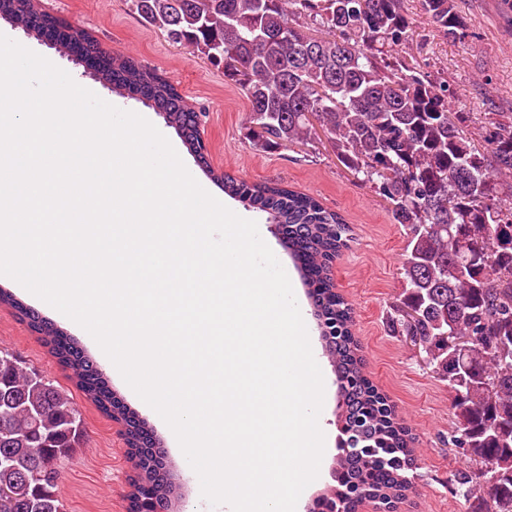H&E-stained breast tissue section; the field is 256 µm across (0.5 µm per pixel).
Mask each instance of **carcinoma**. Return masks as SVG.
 <instances>
[{"instance_id": "obj_1", "label": "carcinoma", "mask_w": 512, "mask_h": 512, "mask_svg": "<svg viewBox=\"0 0 512 512\" xmlns=\"http://www.w3.org/2000/svg\"><path fill=\"white\" fill-rule=\"evenodd\" d=\"M134 12L169 42L206 57L238 83L250 104L253 145L306 144L321 130L337 159L369 183L406 230L400 330L419 344L455 392L452 442L497 475L489 494L512 512V122L486 112L478 136L456 111L458 93L393 54L409 42L414 19L405 0H131ZM436 32L468 36L454 0H419ZM304 17L322 35L296 23ZM0 19L38 39L54 33L64 54L101 57L94 76L113 92L165 114L187 148L199 153L196 112L155 71L131 58L103 57L98 42L60 25L40 0H0ZM224 194L267 214L299 265L325 354L336 375L337 422L363 456L336 455L345 490L319 512H358L373 501L395 512L411 486L415 451L408 429L365 372L354 312L336 291L331 264L347 247L343 217L317 199L274 182L212 174ZM52 356L73 370L77 387L107 417L130 426L139 449L135 492L169 495L151 477L152 430L114 401L102 371L74 340L0 290ZM470 336L448 345V326ZM83 438L79 412L51 381L0 351V512H63L58 469ZM462 495L480 483L457 475Z\"/></svg>"}]
</instances>
